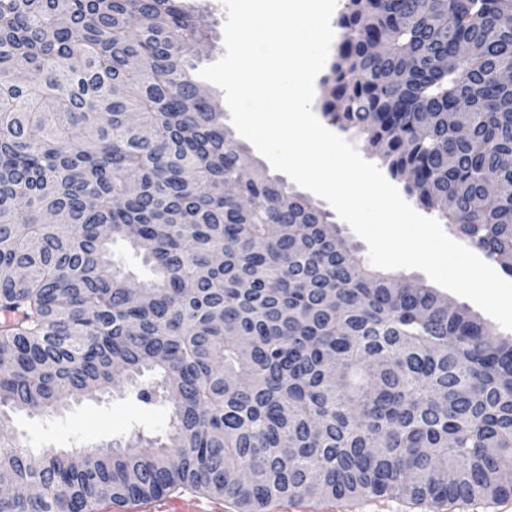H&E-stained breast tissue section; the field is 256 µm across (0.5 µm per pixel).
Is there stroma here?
I'll list each match as a JSON object with an SVG mask.
<instances>
[{"mask_svg":"<svg viewBox=\"0 0 512 512\" xmlns=\"http://www.w3.org/2000/svg\"><path fill=\"white\" fill-rule=\"evenodd\" d=\"M188 7L198 12L204 24L216 36L196 46L198 67L213 64L225 53L221 32L227 15L221 0H187ZM170 410L165 405H146L130 393L114 392L101 400H83L60 413L31 416L17 413L0 438L18 442L31 450L41 448H82L104 446L139 430L149 436L165 435L169 428Z\"/></svg>","mask_w":512,"mask_h":512,"instance_id":"1","label":"stroma"}]
</instances>
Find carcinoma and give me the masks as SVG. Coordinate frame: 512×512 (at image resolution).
<instances>
[{
  "label": "carcinoma",
  "mask_w": 512,
  "mask_h": 512,
  "mask_svg": "<svg viewBox=\"0 0 512 512\" xmlns=\"http://www.w3.org/2000/svg\"><path fill=\"white\" fill-rule=\"evenodd\" d=\"M320 109L512 276V0H345ZM184 0H0V426L131 383L161 438L0 444V512L512 493V340L361 262L194 77ZM124 240L151 279L113 258Z\"/></svg>",
  "instance_id": "obj_1"
}]
</instances>
